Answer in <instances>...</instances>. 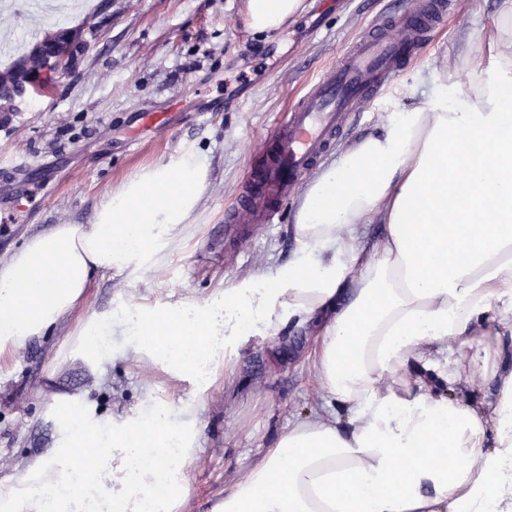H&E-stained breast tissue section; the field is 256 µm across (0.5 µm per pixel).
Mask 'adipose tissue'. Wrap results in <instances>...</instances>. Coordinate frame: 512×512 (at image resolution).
<instances>
[{
    "mask_svg": "<svg viewBox=\"0 0 512 512\" xmlns=\"http://www.w3.org/2000/svg\"><path fill=\"white\" fill-rule=\"evenodd\" d=\"M303 2L246 0V25L280 31ZM478 44L489 58L470 50L442 71L471 73L460 98L395 113L321 170L287 268L203 307L119 318L181 379L232 377L217 361L227 339L316 328L313 370L337 411L289 426L217 512H512V0ZM206 163L190 152L144 169L93 223L56 225L1 266L0 358L74 310L93 272L156 252L199 202ZM374 223L387 233L371 242ZM489 380L493 400L462 396ZM56 421L52 461L0 488V512H177L192 438L169 406L108 428L63 403ZM89 444L96 456L78 462Z\"/></svg>",
    "mask_w": 512,
    "mask_h": 512,
    "instance_id": "ef3b65f1",
    "label": "adipose tissue"
}]
</instances>
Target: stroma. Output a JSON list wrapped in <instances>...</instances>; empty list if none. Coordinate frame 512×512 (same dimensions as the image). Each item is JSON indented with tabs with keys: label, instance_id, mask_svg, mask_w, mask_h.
I'll list each match as a JSON object with an SVG mask.
<instances>
[{
	"label": "stroma",
	"instance_id": "1",
	"mask_svg": "<svg viewBox=\"0 0 512 512\" xmlns=\"http://www.w3.org/2000/svg\"><path fill=\"white\" fill-rule=\"evenodd\" d=\"M407 0H305L304 11L273 34L245 24V0H85L61 14L0 13V31L32 24L39 35L70 29L90 47L79 65L40 99L0 112V210L10 211L32 173L46 199L0 223V264L58 224H88L106 195L144 168L196 151L208 173L200 202L152 261L96 275L81 307L0 363V481L25 482L53 455L54 410L68 399L96 418L121 422L168 403L174 421L193 415L196 446L185 465L181 512H215L224 489L296 419L323 409L309 355L315 330L289 323L279 336L230 342L236 379L216 378L203 395L161 366L141 361L133 336L84 339L89 319L129 309L170 311L205 304L224 289L264 282L297 251L285 204L268 235L233 245L224 210L238 193L256 142L299 92L355 37ZM499 0L459 8L397 83L357 115L337 146L346 148L394 112L431 99L435 73L493 25ZM213 99L220 112L206 111ZM165 112V129L144 126ZM137 147H130V137Z\"/></svg>",
	"mask_w": 512,
	"mask_h": 512
}]
</instances>
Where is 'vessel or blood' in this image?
Segmentation results:
<instances>
[{"instance_id":"obj_1","label":"vessel or blood","mask_w":512,"mask_h":512,"mask_svg":"<svg viewBox=\"0 0 512 512\" xmlns=\"http://www.w3.org/2000/svg\"><path fill=\"white\" fill-rule=\"evenodd\" d=\"M452 7L451 0H409L307 82L259 142L248 179L224 211L226 226L248 224L257 236L280 223L288 198L334 149L353 114L401 76Z\"/></svg>"}]
</instances>
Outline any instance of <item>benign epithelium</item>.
I'll list each match as a JSON object with an SVG mask.
<instances>
[{"label": "benign epithelium", "mask_w": 512, "mask_h": 512, "mask_svg": "<svg viewBox=\"0 0 512 512\" xmlns=\"http://www.w3.org/2000/svg\"><path fill=\"white\" fill-rule=\"evenodd\" d=\"M40 63L17 71L11 78L0 81V112L14 107L15 103L40 86L47 87L67 75L87 51L84 40L75 34L57 32L33 46Z\"/></svg>", "instance_id": "7a95c632"}]
</instances>
